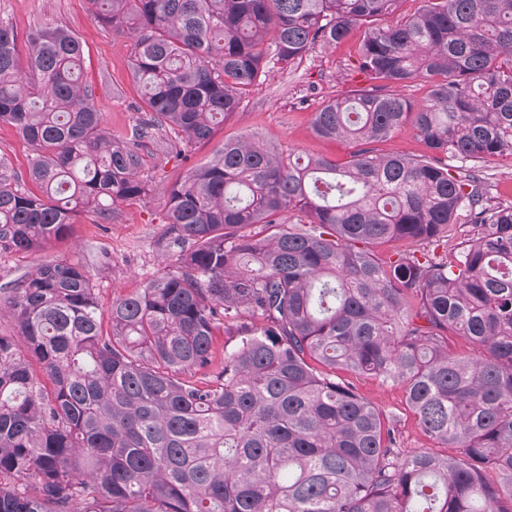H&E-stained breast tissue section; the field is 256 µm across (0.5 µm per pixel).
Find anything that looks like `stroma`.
<instances>
[{
	"instance_id": "35a3bbf8",
	"label": "stroma",
	"mask_w": 512,
	"mask_h": 512,
	"mask_svg": "<svg viewBox=\"0 0 512 512\" xmlns=\"http://www.w3.org/2000/svg\"><path fill=\"white\" fill-rule=\"evenodd\" d=\"M0 18L22 40L46 26L76 35L85 50L83 78L94 89L95 106L102 112L105 125L113 137L130 136L137 118L135 106L140 101L130 66V36L102 25L90 0H0ZM362 35V29H355L347 41L316 47L300 63L272 73L251 90L239 111L219 126L208 142L177 144L163 132L145 142L139 149V175L150 185V193L117 205L106 221L91 212L77 214L69 238L40 251L0 255V288L9 287L39 263L71 259L88 267L101 311L109 313L114 298L134 294L164 265L158 241L164 229L167 189L181 181L191 167L211 159L225 140L258 135L286 155L348 160L352 145L318 138L312 120L328 100L365 86L366 78L354 64ZM339 377L396 419L403 448L416 451L430 447L402 389L346 371Z\"/></svg>"
}]
</instances>
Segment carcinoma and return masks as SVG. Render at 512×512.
I'll use <instances>...</instances> for the list:
<instances>
[{
	"instance_id": "cac0c4a2",
	"label": "carcinoma",
	"mask_w": 512,
	"mask_h": 512,
	"mask_svg": "<svg viewBox=\"0 0 512 512\" xmlns=\"http://www.w3.org/2000/svg\"><path fill=\"white\" fill-rule=\"evenodd\" d=\"M90 2L133 38L138 117L112 140L81 41L42 28L22 69L0 20V123L33 148L31 189L0 161V254L147 195L139 148L159 130L210 140L261 80L400 0ZM357 63L370 84L312 122L355 143L350 159L224 142L167 191L174 264L113 300L109 329L78 261L10 283L0 512H512V204L473 166L512 154V0H423L367 28ZM416 82L423 102L396 93ZM408 121L427 152L377 153ZM463 212L478 232L451 260L421 249L448 244ZM223 329L236 345L219 359ZM450 334L478 354H452ZM338 369L401 387L459 455L406 452Z\"/></svg>"
}]
</instances>
